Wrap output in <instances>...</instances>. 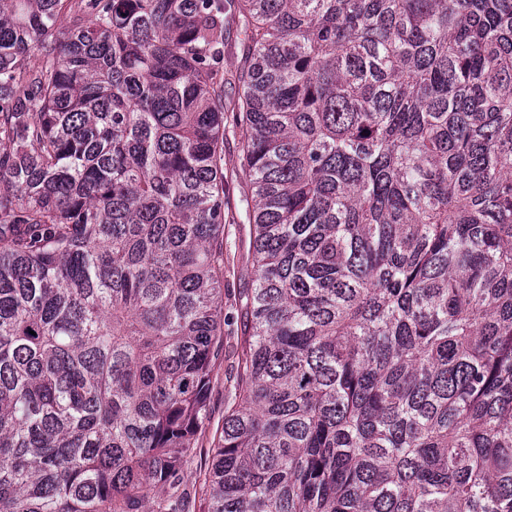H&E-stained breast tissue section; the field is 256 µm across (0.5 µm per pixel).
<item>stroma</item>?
I'll use <instances>...</instances> for the list:
<instances>
[{
	"label": "stroma",
	"mask_w": 512,
	"mask_h": 512,
	"mask_svg": "<svg viewBox=\"0 0 512 512\" xmlns=\"http://www.w3.org/2000/svg\"><path fill=\"white\" fill-rule=\"evenodd\" d=\"M244 43L243 27L230 25L224 55V330L212 362L209 419L195 437V451L184 465L179 486L163 495L170 512H208L206 479L224 414L237 403L240 363L248 336L243 304L254 279L253 226L246 215L248 187L240 169L241 131L233 115L241 96L238 76L244 64Z\"/></svg>",
	"instance_id": "1"
}]
</instances>
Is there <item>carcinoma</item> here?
Wrapping results in <instances>:
<instances>
[{"mask_svg":"<svg viewBox=\"0 0 512 512\" xmlns=\"http://www.w3.org/2000/svg\"><path fill=\"white\" fill-rule=\"evenodd\" d=\"M230 19L255 277L208 512H512V0H0V512L178 484ZM227 43L224 55V75L227 79L224 87V110L231 111L238 108L242 89L238 76L245 58V33L241 25H230Z\"/></svg>","mask_w":512,"mask_h":512,"instance_id":"1","label":"carcinoma"}]
</instances>
